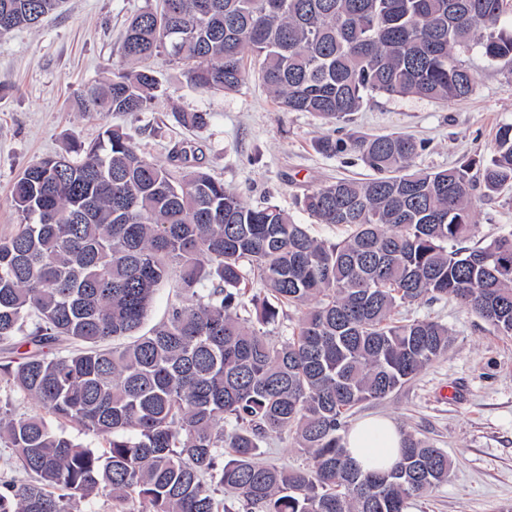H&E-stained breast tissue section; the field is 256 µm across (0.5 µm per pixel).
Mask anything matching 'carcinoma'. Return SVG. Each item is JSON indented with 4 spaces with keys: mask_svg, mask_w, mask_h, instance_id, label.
Wrapping results in <instances>:
<instances>
[{
    "mask_svg": "<svg viewBox=\"0 0 512 512\" xmlns=\"http://www.w3.org/2000/svg\"><path fill=\"white\" fill-rule=\"evenodd\" d=\"M61 0H0V33L31 26ZM507 0H160L122 34L129 66L78 89L86 114L145 112L164 55L201 91L235 92L245 53L288 112L327 123L370 95L438 103L476 92L459 54L477 45L512 63ZM185 128L206 112H178ZM371 171L300 200L312 236L275 204L252 207L173 151L149 159L109 127L17 176L20 223L0 237V362L9 387L0 441L23 479L0 485V512H92L102 493L119 512H406L448 481V455L409 434L389 470L364 471L343 446L346 418L387 397L448 349V327L398 309L453 297L512 336V230L470 247L472 197L512 189V124L492 155L414 168L422 142L404 133L323 137ZM261 283L263 295L247 296ZM166 317L141 332L158 286ZM299 313L292 334L266 331ZM15 403L39 408L18 415ZM81 427L89 440L70 435ZM288 438L303 468L262 465Z\"/></svg>",
    "mask_w": 512,
    "mask_h": 512,
    "instance_id": "carcinoma-1",
    "label": "carcinoma"
}]
</instances>
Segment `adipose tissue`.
<instances>
[{
    "label": "adipose tissue",
    "mask_w": 512,
    "mask_h": 512,
    "mask_svg": "<svg viewBox=\"0 0 512 512\" xmlns=\"http://www.w3.org/2000/svg\"><path fill=\"white\" fill-rule=\"evenodd\" d=\"M344 446L361 469H387L400 456L402 434L387 418H366L349 428Z\"/></svg>",
    "instance_id": "1"
}]
</instances>
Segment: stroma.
<instances>
[{"label":"stroma","mask_w":512,"mask_h":512,"mask_svg":"<svg viewBox=\"0 0 512 512\" xmlns=\"http://www.w3.org/2000/svg\"><path fill=\"white\" fill-rule=\"evenodd\" d=\"M158 0H63L38 25L0 38V236L18 222L10 190L30 164L94 140L103 127H120L146 156L167 163L173 147L195 148L205 170L251 206L272 202L293 213L325 242L345 231L316 224L297 207L305 193L340 178L364 179L351 154L326 157L315 142L359 131L402 132L424 144L420 168H445L490 155L499 126L512 123L507 67L479 49L461 59L478 81L477 92L440 105L416 97L375 95L348 122L324 125L306 112L282 111L258 80L259 63L246 56L248 77L239 91L203 92L181 82L179 68L159 57L160 83L150 111L91 116L70 105L73 92L124 67L119 35L139 10ZM205 112L209 124L186 130L173 119ZM471 244L484 245L512 229V191L494 198L474 194ZM402 319L430 318L447 326L445 353L385 399L359 406L350 422L368 416L392 420L401 433L441 448L452 471L431 496L407 512H506L512 507V336L494 332L452 298L400 308Z\"/></svg>","instance_id":"stroma-1"}]
</instances>
